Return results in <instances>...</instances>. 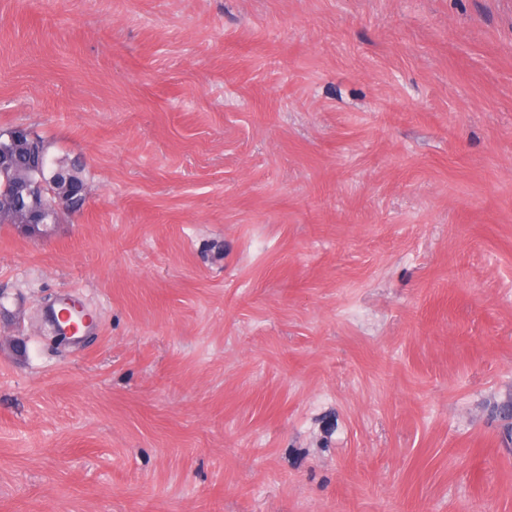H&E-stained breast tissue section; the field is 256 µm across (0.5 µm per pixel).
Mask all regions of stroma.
Masks as SVG:
<instances>
[{"mask_svg":"<svg viewBox=\"0 0 512 512\" xmlns=\"http://www.w3.org/2000/svg\"><path fill=\"white\" fill-rule=\"evenodd\" d=\"M17 126L0 512H512V0H0ZM34 135L36 139L33 135H30L35 140L33 144H36V147L32 146V163L38 168L43 166V157L40 148L50 160L49 167L44 169L42 172V178L46 183L45 201L50 210L44 222L47 224H55L59 222L63 213L76 211L83 205L82 204L78 207L70 206L67 203V199L69 197L58 204L59 198L64 193V184L58 182V178L62 177L64 179L65 176H68L72 187L76 184L85 185L83 168L79 164L69 163L65 160L51 157L49 154L48 143L40 135H36L35 133ZM36 140L39 142L40 148ZM17 203L18 206L23 207L32 218L28 223L31 225L24 227L26 231L32 232L39 230L40 225L47 226V224H39L45 218V209L42 204L41 192L38 187H33L32 189L26 190L24 194H21V196L19 195Z\"/></svg>","mask_w":512,"mask_h":512,"instance_id":"obj_1","label":"stroma"}]
</instances>
